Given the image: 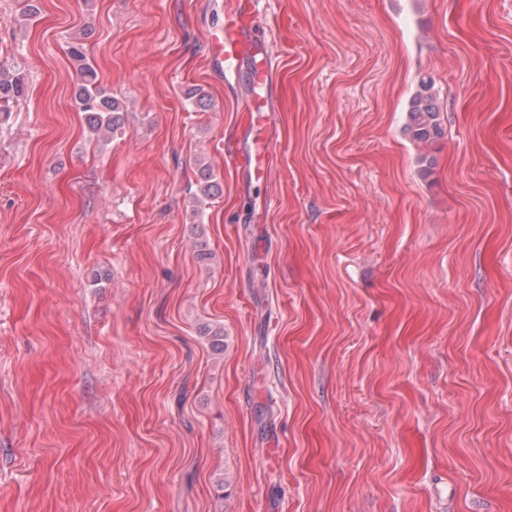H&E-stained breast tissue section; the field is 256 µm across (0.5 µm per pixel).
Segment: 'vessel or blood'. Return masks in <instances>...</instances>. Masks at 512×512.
Wrapping results in <instances>:
<instances>
[{"label": "vessel or blood", "instance_id": "obj_1", "mask_svg": "<svg viewBox=\"0 0 512 512\" xmlns=\"http://www.w3.org/2000/svg\"><path fill=\"white\" fill-rule=\"evenodd\" d=\"M253 11V0H227L224 26L209 37V58L216 70L225 74L251 63V93L245 105L248 112L262 114L270 111L272 104V52ZM273 153L264 125L257 124L243 133L234 153L235 165L244 178L259 181L266 178Z\"/></svg>", "mask_w": 512, "mask_h": 512}]
</instances>
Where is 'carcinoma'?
<instances>
[{"mask_svg": "<svg viewBox=\"0 0 512 512\" xmlns=\"http://www.w3.org/2000/svg\"><path fill=\"white\" fill-rule=\"evenodd\" d=\"M70 54L80 62L74 89L75 107L83 114L86 126L96 139L107 142L117 130L123 128L126 105L101 84L95 67L87 59L84 44L72 43ZM26 81L27 75L23 70L0 68V121L9 116L13 104L23 96ZM406 131L417 143H426L442 133L441 113L429 79L420 80V90L411 100ZM194 174V198L198 204L222 194V185L209 164L197 160Z\"/></svg>", "mask_w": 512, "mask_h": 512, "instance_id": "1", "label": "carcinoma"}]
</instances>
